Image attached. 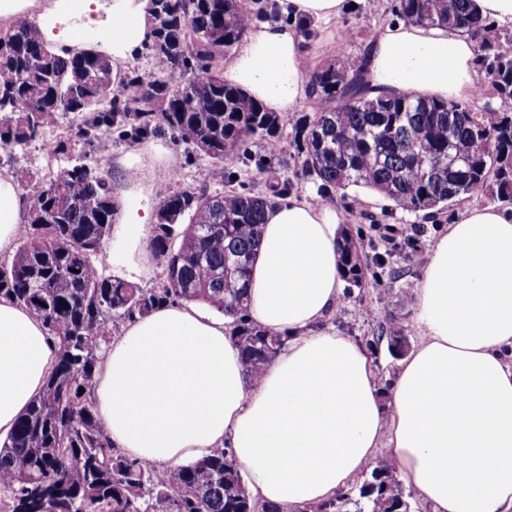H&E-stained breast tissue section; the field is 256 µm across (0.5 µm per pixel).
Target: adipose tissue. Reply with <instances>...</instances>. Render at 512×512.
<instances>
[{
    "mask_svg": "<svg viewBox=\"0 0 512 512\" xmlns=\"http://www.w3.org/2000/svg\"><path fill=\"white\" fill-rule=\"evenodd\" d=\"M36 20L54 53L97 44L121 62L142 49L145 0H0V28ZM477 40L404 22L365 47L371 96L466 99L481 82ZM309 60L284 22L253 29L227 84L272 112L306 99ZM117 221L136 253L153 221L140 156L113 161ZM28 201L0 177V255ZM336 217L290 195L268 209L249 282L251 314L288 341L246 382L228 320L198 303L161 307L114 336L93 397L114 447L158 468L228 447L251 497L286 508L327 501L386 449L433 512H512V209L470 206L428 252L416 288L418 341L381 392L368 352L324 327L342 295ZM56 347L40 320L0 297V437L41 391Z\"/></svg>",
    "mask_w": 512,
    "mask_h": 512,
    "instance_id": "obj_1",
    "label": "adipose tissue"
}]
</instances>
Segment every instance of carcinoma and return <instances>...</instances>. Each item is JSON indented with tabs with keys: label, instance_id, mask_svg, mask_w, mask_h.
I'll list each match as a JSON object with an SVG mask.
<instances>
[{
	"label": "carcinoma",
	"instance_id": "carcinoma-1",
	"mask_svg": "<svg viewBox=\"0 0 512 512\" xmlns=\"http://www.w3.org/2000/svg\"><path fill=\"white\" fill-rule=\"evenodd\" d=\"M268 6L265 0H147L141 54L157 61L166 78L114 65L92 47L61 57L48 49L35 21L18 20L0 32V146L39 138L64 111L80 117L78 131L94 148L107 134L132 143L167 130L230 183L234 174H224V165L246 156L250 143L268 151L256 164L264 170L281 149V115L224 83L223 62ZM393 11L421 27L479 37L481 86L467 101L372 98L365 56L349 59L346 29L336 60L309 74L307 112L294 126L301 173L323 198H346L349 188L374 192L426 218L473 196L512 208V113L494 107L512 105V29L481 17L471 0H396ZM199 182L158 203L173 218L153 224L148 241L163 272L158 288L106 275L95 262L118 215L112 171L97 161L60 167L30 197L14 255L0 261V296L44 323L56 361L0 440V512H255L259 506L229 449L160 471L113 447L95 409L103 349L121 325L162 305L194 301L228 317L250 383L286 344L251 317L248 284L264 212L291 193L292 180L267 193L234 187L209 194L208 181ZM422 233L418 225L398 241L377 224L339 233V273L347 283L341 303L355 288L390 284L370 347L404 335L391 285L409 269L393 256L416 252ZM355 489L356 498L340 491L302 512H410L398 469L386 459L372 464Z\"/></svg>",
	"mask_w": 512,
	"mask_h": 512
}]
</instances>
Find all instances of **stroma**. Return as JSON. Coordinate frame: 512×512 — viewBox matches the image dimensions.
I'll return each mask as SVG.
<instances>
[{
  "mask_svg": "<svg viewBox=\"0 0 512 512\" xmlns=\"http://www.w3.org/2000/svg\"><path fill=\"white\" fill-rule=\"evenodd\" d=\"M353 6L341 16L327 22H319L315 34L305 42V50L309 56L310 66L326 63L330 54L327 50L328 42L337 40L343 30H350L352 35L350 53L361 55L366 43L376 30L384 23L392 21V0H352ZM78 119L70 112H58L54 124L47 131L44 140H36L24 146L14 147L13 150L0 153V176L8 175L12 166L23 165L31 169L35 183H42L50 169L66 166L83 160L92 163L93 160L117 159L132 151L133 146L128 142L110 139L104 151L92 150L83 138L77 133ZM281 151L278 160H275L265 173H257L255 167L235 164L233 170L238 183L247 185L257 191L265 190L268 184L284 178H292L293 195L307 197L313 203H320L321 197L317 192L316 184L308 179L297 176L294 158L296 148L293 143L294 132L291 123H284L282 130ZM65 136L68 140L64 153L56 156H47L43 150L44 141H51L58 136ZM149 143L161 147L181 173L179 180H171L163 175H155L152 192L146 202L149 207H157L159 201L166 195L172 194L182 188L194 185L197 173L206 167L207 158L188 150L174 142L170 134H153L148 138ZM483 197H471L465 201H457L450 206L445 214L433 219H421L420 216L408 213L397 206L393 201L378 195H368L366 203H348L347 200L337 198L330 201L328 207L336 214L339 226L349 224L379 223L383 226L403 229L420 223L424 226V233L419 239L421 249H429L434 240L446 229L448 224L464 210L465 206L484 205ZM98 265L105 274L117 276L141 284L146 288L158 287L162 276L161 269L154 259H147L146 267L150 270V277H143L131 272L127 266L125 255L119 245L118 236H111L103 251L97 259ZM387 292L382 287H369L354 292L349 304L336 309V318L332 322L337 332L351 336L358 342L370 339L377 326L379 311L383 306V299Z\"/></svg>",
  "mask_w": 512,
  "mask_h": 512,
  "instance_id": "1",
  "label": "stroma"
}]
</instances>
